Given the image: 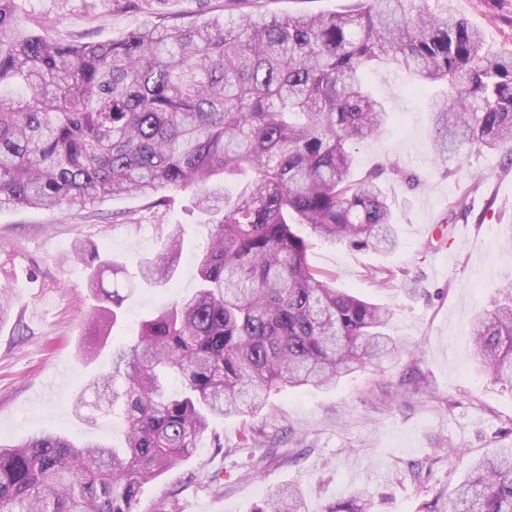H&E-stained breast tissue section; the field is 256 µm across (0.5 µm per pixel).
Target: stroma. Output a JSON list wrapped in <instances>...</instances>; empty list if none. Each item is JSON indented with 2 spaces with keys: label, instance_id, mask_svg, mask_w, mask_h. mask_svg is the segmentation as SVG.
<instances>
[{
  "label": "stroma",
  "instance_id": "35a3bbf8",
  "mask_svg": "<svg viewBox=\"0 0 512 512\" xmlns=\"http://www.w3.org/2000/svg\"><path fill=\"white\" fill-rule=\"evenodd\" d=\"M354 0H24L69 43L115 40L146 25H187L246 15L334 13ZM431 9L464 16L479 28L489 55L512 51V0H428ZM365 84L391 118L378 138L359 144L356 170L393 161L385 177L393 205L397 251L383 255L345 244L316 245L310 260L337 287L389 306L390 332L403 346L383 368L355 373L325 390L273 394L261 412L215 423L223 447L204 442L196 454L146 484L139 512H253L267 489L298 485L308 512L341 498H371L375 512H415L448 489L471 460L512 448V384L494 381L473 361L469 320L512 283V155L470 149L435 162L432 114L403 72L367 70ZM466 197V214L451 203ZM167 212L148 199H109L90 211L18 208L0 212V442L60 431L73 441L123 434L111 419L77 421L74 398L105 369L113 346L132 338L163 301L197 285L196 254L212 221L191 194L178 192ZM183 224L184 252L170 283L133 289L99 356L80 353L94 304L75 241L100 259L135 266L158 248L160 225ZM396 270L388 286L374 269ZM423 467L414 482L410 463Z\"/></svg>",
  "mask_w": 512,
  "mask_h": 512
}]
</instances>
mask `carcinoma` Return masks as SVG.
<instances>
[{"label":"carcinoma","instance_id":"cac0c4a2","mask_svg":"<svg viewBox=\"0 0 512 512\" xmlns=\"http://www.w3.org/2000/svg\"><path fill=\"white\" fill-rule=\"evenodd\" d=\"M427 0H357L343 13L157 25L102 43H65L19 23L0 0V210L85 209L137 195L155 208L189 192L219 215L199 253L198 287L163 303L112 351L78 397L120 419L124 442L75 444L43 431L0 444V512H138L144 484L191 457L220 418L255 412L282 388L322 389L402 348L393 311L337 288L309 260L312 240L394 252L382 189L398 164L356 176L353 148L388 121L362 73L399 67L430 101L436 157L512 150V54L489 59L478 28ZM139 262L87 263L97 355L135 282L175 275L183 225ZM475 359L512 383V284L471 323ZM351 497L325 512H372ZM255 512H307L295 485ZM418 512H512V448L476 460Z\"/></svg>","mask_w":512,"mask_h":512}]
</instances>
